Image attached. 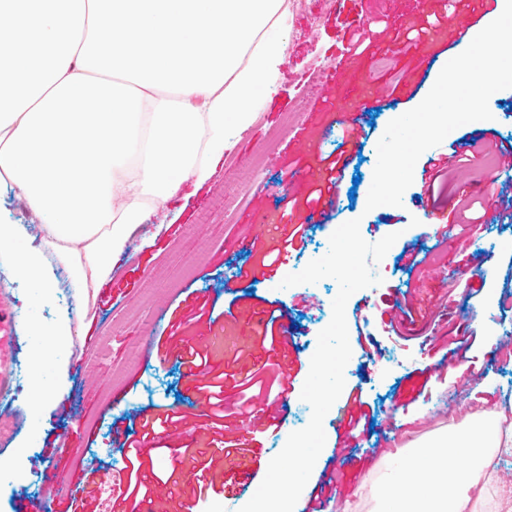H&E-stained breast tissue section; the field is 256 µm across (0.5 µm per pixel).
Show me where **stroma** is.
Segmentation results:
<instances>
[{
    "label": "stroma",
    "mask_w": 512,
    "mask_h": 512,
    "mask_svg": "<svg viewBox=\"0 0 512 512\" xmlns=\"http://www.w3.org/2000/svg\"><path fill=\"white\" fill-rule=\"evenodd\" d=\"M466 10L462 0H292L281 26L286 62L251 99L253 123L233 138L208 181L184 183L168 210L132 227L137 251L115 257L110 280L75 293L69 303L58 292L35 304L29 283L12 274L10 256L0 255V298L10 301L19 336L12 373L24 386L12 401L32 411L28 426L4 450L9 458L23 454L25 467L0 486V512H28L49 469L64 488L49 512H132L125 486L110 492L95 485L90 497L75 502L68 490L85 471L123 468L117 423L138 419L154 403L185 414V427L196 432L191 448H208L213 434L180 359L186 347L201 342L216 365L270 360L296 368L282 412L285 432L256 428L245 457L216 460V484L208 496L195 497L188 485L164 490L171 458L152 455L147 485L155 512H183L187 505L194 512H238L288 433L310 421L312 409L301 389L338 293L330 278L286 290L280 279L322 257L334 230L356 218L368 242L399 235L376 266L381 284L356 293L368 339L353 346L344 371L346 388L361 387L375 427L348 437L341 408L333 406L311 482L345 472L340 496L355 512H388L387 503L364 495L362 484L395 481L396 451H415L479 409L512 404V354L502 347L512 334V318L501 317L503 308H512V223L493 218L498 194L512 196V171L496 155L483 154L461 163L446 189L431 197L422 194L420 178L427 159L439 153L433 147L418 159L401 206L366 207L379 139L389 121L417 106L446 62L463 51L450 34ZM412 30L420 36L406 42ZM378 90L385 94L380 113L359 110V101ZM489 109L491 119L453 130L447 142L494 134L511 141L512 89L493 94ZM353 120L361 127L356 145L342 141ZM340 152L350 155L351 164L338 197L325 222L306 223V199L317 184L320 160ZM475 199L483 201L487 216L479 236L458 231L446 242L430 229L432 208L452 216ZM301 223L305 238L277 252L281 233ZM467 288L475 297H464ZM306 296L315 298V306L300 305ZM404 301L413 305V319L393 322V309ZM203 305L212 308V318L200 317ZM273 312L298 347L281 344L260 352L255 338ZM61 322L72 328L66 344L42 367L30 365L38 345L34 328ZM458 325L477 339L448 361V332ZM144 336L161 337V347L139 349ZM86 368L93 369L94 384H85Z\"/></svg>",
    "instance_id": "1"
}]
</instances>
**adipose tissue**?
Returning a JSON list of instances; mask_svg holds the SVG:
<instances>
[{"mask_svg": "<svg viewBox=\"0 0 512 512\" xmlns=\"http://www.w3.org/2000/svg\"><path fill=\"white\" fill-rule=\"evenodd\" d=\"M282 0H0V185L40 219L14 256L36 303L46 253L94 288L131 225L202 183L285 59ZM512 419L482 411L400 458L393 512H476Z\"/></svg>", "mask_w": 512, "mask_h": 512, "instance_id": "1", "label": "adipose tissue"}]
</instances>
